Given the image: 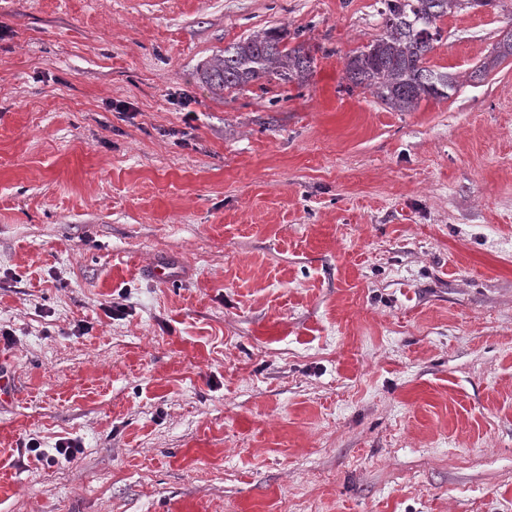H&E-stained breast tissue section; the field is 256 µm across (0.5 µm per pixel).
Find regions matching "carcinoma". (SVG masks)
Segmentation results:
<instances>
[{
    "mask_svg": "<svg viewBox=\"0 0 512 512\" xmlns=\"http://www.w3.org/2000/svg\"><path fill=\"white\" fill-rule=\"evenodd\" d=\"M494 0H382L386 33L347 60L354 87L371 90L397 112L413 110L425 97H444L453 89L452 75L426 66V56L441 39L437 20L464 8L492 5ZM276 29L257 32L224 48L207 64L202 80L215 91L261 80L303 82L312 57L300 46H281Z\"/></svg>",
    "mask_w": 512,
    "mask_h": 512,
    "instance_id": "carcinoma-1",
    "label": "carcinoma"
}]
</instances>
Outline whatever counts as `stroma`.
Listing matches in <instances>:
<instances>
[{
  "label": "stroma",
  "mask_w": 512,
  "mask_h": 512,
  "mask_svg": "<svg viewBox=\"0 0 512 512\" xmlns=\"http://www.w3.org/2000/svg\"><path fill=\"white\" fill-rule=\"evenodd\" d=\"M381 8L0 0V512H512V0L411 112ZM269 28L305 82L200 80Z\"/></svg>",
  "instance_id": "1"
}]
</instances>
